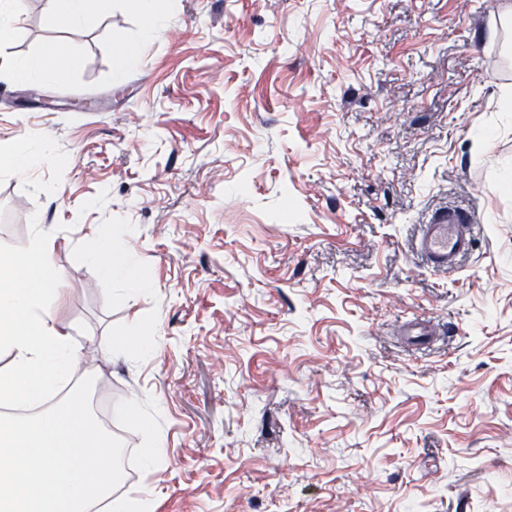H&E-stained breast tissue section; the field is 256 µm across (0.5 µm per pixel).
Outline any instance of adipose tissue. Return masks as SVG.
Listing matches in <instances>:
<instances>
[{"instance_id": "ef3b65f1", "label": "adipose tissue", "mask_w": 512, "mask_h": 512, "mask_svg": "<svg viewBox=\"0 0 512 512\" xmlns=\"http://www.w3.org/2000/svg\"><path fill=\"white\" fill-rule=\"evenodd\" d=\"M111 8L112 0H50L52 17L57 26L64 29L85 26ZM77 65L73 48L66 41L57 39L46 44L36 56L0 65V80L40 85L74 70ZM84 256L104 279L117 278L134 287L147 284L145 276L137 270L132 254L118 248L111 236H101Z\"/></svg>"}]
</instances>
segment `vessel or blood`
Returning a JSON list of instances; mask_svg holds the SVG:
<instances>
[{
    "label": "vessel or blood",
    "mask_w": 512,
    "mask_h": 512,
    "mask_svg": "<svg viewBox=\"0 0 512 512\" xmlns=\"http://www.w3.org/2000/svg\"><path fill=\"white\" fill-rule=\"evenodd\" d=\"M480 230L475 212L446 207L421 225L414 242L416 253L426 265L436 270L457 268L461 258L473 249Z\"/></svg>",
    "instance_id": "obj_1"
}]
</instances>
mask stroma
<instances>
[{"mask_svg":"<svg viewBox=\"0 0 512 512\" xmlns=\"http://www.w3.org/2000/svg\"><path fill=\"white\" fill-rule=\"evenodd\" d=\"M506 0H177L143 38L115 0L64 30L26 0L0 62L58 37L51 83L0 82V242L56 240L112 433L151 512H512V32ZM142 42L114 80L117 42ZM484 227L458 267L413 248L437 209ZM128 246L144 292L83 258ZM430 322L426 350L399 334ZM137 331L130 355L111 339ZM159 466L144 469L148 437ZM37 153L29 146H19L4 154L1 152L0 174L14 175L26 171Z\"/></svg>","mask_w":512,"mask_h":512,"instance_id":"1","label":"stroma"}]
</instances>
